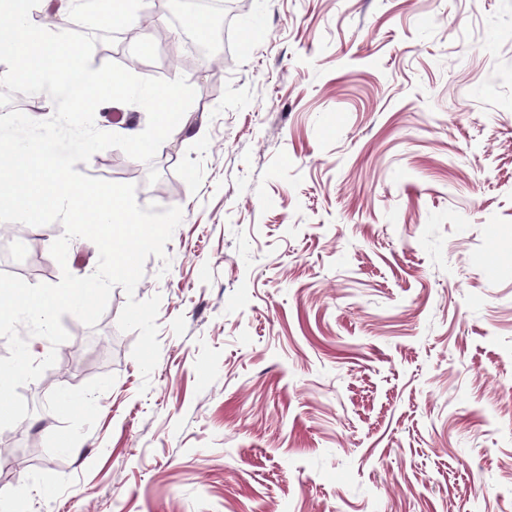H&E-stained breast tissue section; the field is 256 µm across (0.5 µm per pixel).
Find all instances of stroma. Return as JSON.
<instances>
[{
  "label": "stroma",
  "instance_id": "obj_1",
  "mask_svg": "<svg viewBox=\"0 0 512 512\" xmlns=\"http://www.w3.org/2000/svg\"><path fill=\"white\" fill-rule=\"evenodd\" d=\"M226 36L173 71L187 132L76 165L182 221L96 326L28 337L51 400L0 429V512H512V0H246ZM98 259L0 245L32 285Z\"/></svg>",
  "mask_w": 512,
  "mask_h": 512
}]
</instances>
